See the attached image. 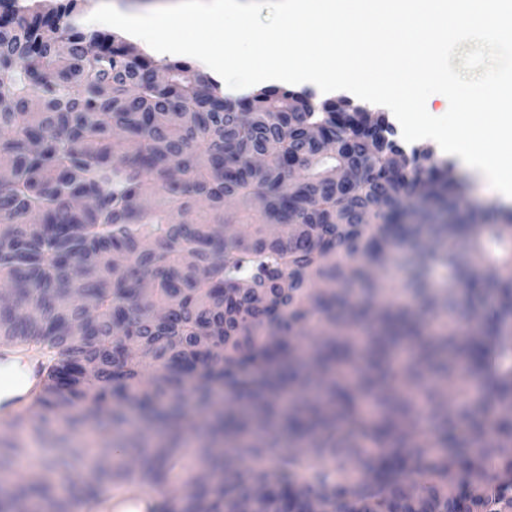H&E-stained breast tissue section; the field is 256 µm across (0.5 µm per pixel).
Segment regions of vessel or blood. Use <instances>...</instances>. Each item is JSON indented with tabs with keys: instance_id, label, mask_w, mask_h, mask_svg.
<instances>
[{
	"instance_id": "1",
	"label": "vessel or blood",
	"mask_w": 512,
	"mask_h": 512,
	"mask_svg": "<svg viewBox=\"0 0 512 512\" xmlns=\"http://www.w3.org/2000/svg\"><path fill=\"white\" fill-rule=\"evenodd\" d=\"M47 374L39 357L0 346V426L16 424L24 408L43 390ZM155 489L138 483L77 501L73 512H162Z\"/></svg>"
}]
</instances>
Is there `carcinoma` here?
Returning <instances> with one entry per match:
<instances>
[{
  "mask_svg": "<svg viewBox=\"0 0 512 512\" xmlns=\"http://www.w3.org/2000/svg\"><path fill=\"white\" fill-rule=\"evenodd\" d=\"M82 2L0 0V345L47 368L31 437L52 421L120 433L129 407L168 434L77 471L90 449L72 448L56 461L67 497L27 481L0 512H71L128 481L169 512H512V277L487 275L512 262L492 251L512 218L403 223L382 118L340 121L348 102L277 87L234 102L188 61L84 28ZM432 157L407 166L446 206L464 182ZM399 241L412 309L378 299ZM434 267L448 290L429 288ZM488 280L494 312L470 328L479 308L457 288ZM187 392L202 408L225 396L190 459ZM25 456L0 440V472ZM174 471L194 472L189 489Z\"/></svg>",
  "mask_w": 512,
  "mask_h": 512,
  "instance_id": "obj_1",
  "label": "carcinoma"
}]
</instances>
